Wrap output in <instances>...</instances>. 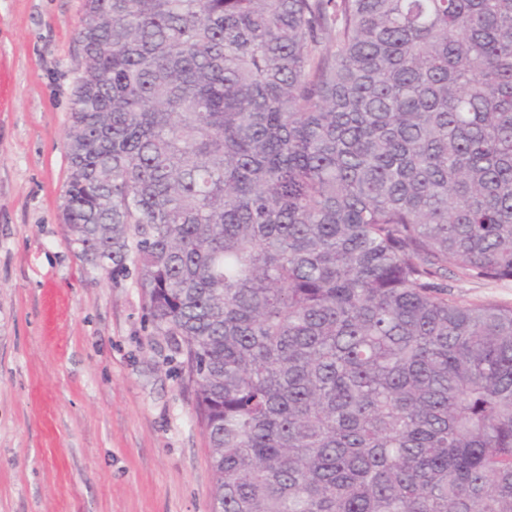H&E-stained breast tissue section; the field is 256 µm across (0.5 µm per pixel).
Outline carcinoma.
I'll list each match as a JSON object with an SVG mask.
<instances>
[{
    "instance_id": "1",
    "label": "carcinoma",
    "mask_w": 512,
    "mask_h": 512,
    "mask_svg": "<svg viewBox=\"0 0 512 512\" xmlns=\"http://www.w3.org/2000/svg\"><path fill=\"white\" fill-rule=\"evenodd\" d=\"M63 223L181 355L211 512H512V0H84ZM455 284V294L465 301H491L505 306H512V281L477 282L460 280Z\"/></svg>"
}]
</instances>
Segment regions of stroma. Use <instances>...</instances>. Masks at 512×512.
<instances>
[{
	"mask_svg": "<svg viewBox=\"0 0 512 512\" xmlns=\"http://www.w3.org/2000/svg\"><path fill=\"white\" fill-rule=\"evenodd\" d=\"M83 0H0V512H209L179 358L62 220Z\"/></svg>",
	"mask_w": 512,
	"mask_h": 512,
	"instance_id": "35a3bbf8",
	"label": "stroma"
}]
</instances>
